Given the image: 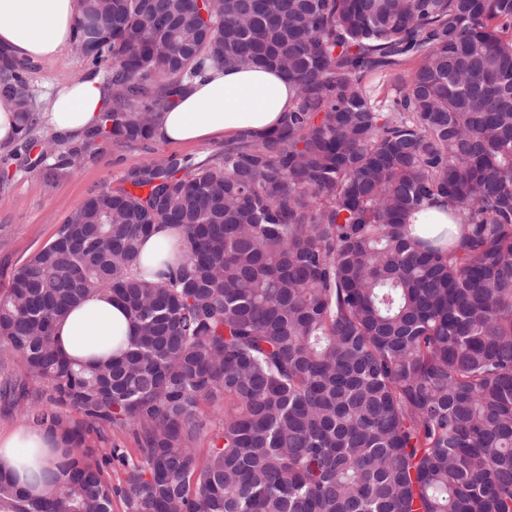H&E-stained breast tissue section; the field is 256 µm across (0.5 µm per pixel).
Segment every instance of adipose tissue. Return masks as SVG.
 Instances as JSON below:
<instances>
[{
	"instance_id": "adipose-tissue-1",
	"label": "adipose tissue",
	"mask_w": 512,
	"mask_h": 512,
	"mask_svg": "<svg viewBox=\"0 0 512 512\" xmlns=\"http://www.w3.org/2000/svg\"><path fill=\"white\" fill-rule=\"evenodd\" d=\"M80 14L81 0H0V47L35 61L56 58L69 48ZM294 97V85L278 72L212 66L187 82L155 134L174 144L263 135L279 125ZM109 103L102 78L89 74L59 85L43 118L55 134L77 139L100 122ZM128 333L124 309L108 293L72 308L55 330L62 355L83 362L95 355L112 356L115 337ZM52 445L45 430L29 425L0 433V468H15L36 448L44 449L42 462L50 464L47 450Z\"/></svg>"
}]
</instances>
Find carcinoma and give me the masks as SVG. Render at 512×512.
Returning a JSON list of instances; mask_svg holds the SVG:
<instances>
[{
    "instance_id": "cac0c4a2",
    "label": "carcinoma",
    "mask_w": 512,
    "mask_h": 512,
    "mask_svg": "<svg viewBox=\"0 0 512 512\" xmlns=\"http://www.w3.org/2000/svg\"><path fill=\"white\" fill-rule=\"evenodd\" d=\"M81 2L73 42L112 106L42 154L56 170L150 142L211 65L296 96L268 135L128 171L15 270L0 341L26 381L0 399L60 447L40 495L0 470V512H512V0ZM31 70L0 49L24 140ZM373 75L400 82L384 104ZM432 210L448 223H417ZM158 224L183 239L151 281ZM99 292L133 326L124 355L67 362L55 324ZM114 427L140 454L105 456L119 488L86 441Z\"/></svg>"
}]
</instances>
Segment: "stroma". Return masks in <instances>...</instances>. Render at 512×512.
<instances>
[{
	"label": "stroma",
	"instance_id": "obj_1",
	"mask_svg": "<svg viewBox=\"0 0 512 512\" xmlns=\"http://www.w3.org/2000/svg\"><path fill=\"white\" fill-rule=\"evenodd\" d=\"M88 67L76 49L57 58L33 63L30 83L37 112H45L53 89L80 79ZM55 134L38 122L35 139L0 145V294L12 283V273L49 244L70 211L89 195L118 185L127 170L173 154L198 161L212 159L224 149L223 139L171 144L159 139L144 146L106 144L70 173L51 178L45 173L41 152Z\"/></svg>",
	"mask_w": 512,
	"mask_h": 512
}]
</instances>
